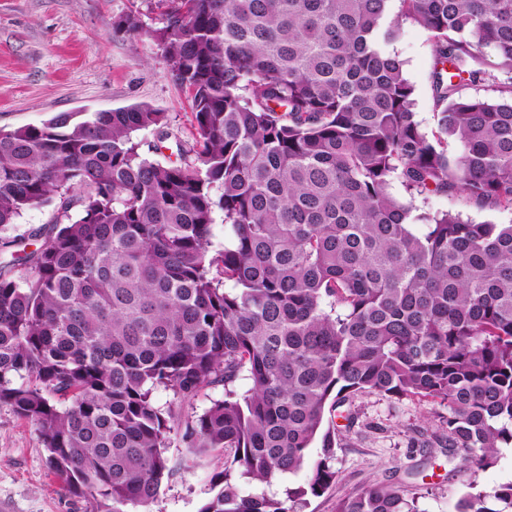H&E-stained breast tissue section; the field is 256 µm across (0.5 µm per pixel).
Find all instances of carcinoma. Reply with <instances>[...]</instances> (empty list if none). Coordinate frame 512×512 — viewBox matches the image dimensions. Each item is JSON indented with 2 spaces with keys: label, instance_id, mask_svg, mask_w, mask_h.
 Instances as JSON below:
<instances>
[{
  "label": "carcinoma",
  "instance_id": "obj_1",
  "mask_svg": "<svg viewBox=\"0 0 512 512\" xmlns=\"http://www.w3.org/2000/svg\"><path fill=\"white\" fill-rule=\"evenodd\" d=\"M162 2L146 34L194 117L174 158L148 156L171 138L148 104L0 131V232L54 204L0 235L23 253L0 261V406L91 512L153 502L193 466L166 456L174 439L229 452L199 512H294L336 484L332 414L353 424L362 392L443 407L448 459L492 466L512 445V224L418 214L388 188L512 211V0ZM406 24L432 44L430 133L388 51ZM208 388L224 397L186 413ZM304 467L282 499L234 477ZM336 512L419 510L376 484ZM457 512H512V483ZM51 206H38L27 209L20 218L17 220V224H14L7 234H28L32 230L38 228L40 225L45 224L51 216Z\"/></svg>",
  "mask_w": 512,
  "mask_h": 512
}]
</instances>
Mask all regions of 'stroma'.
<instances>
[{"label": "stroma", "instance_id": "stroma-1", "mask_svg": "<svg viewBox=\"0 0 512 512\" xmlns=\"http://www.w3.org/2000/svg\"><path fill=\"white\" fill-rule=\"evenodd\" d=\"M139 12L146 31H115L114 22ZM158 0H0V129L38 126L60 112H99L144 103L171 119L173 139L190 142L193 116L187 93L168 75L148 29L159 27ZM416 88V119L435 127L428 74L432 49L425 32L405 27L389 46ZM390 192L417 212L454 209L473 222H512L508 211H478L460 200L409 197L399 183ZM351 427L340 428L333 465L338 480L297 512H336V503L372 484L401 486L421 512H457L467 492L512 482V447L496 463L473 471L448 460L435 440L441 407L415 399L358 395ZM39 432L0 407V512H87V503L65 493L47 463ZM223 456L198 455L195 468L163 484L148 512H199L210 497L208 476L223 469Z\"/></svg>", "mask_w": 512, "mask_h": 512}]
</instances>
